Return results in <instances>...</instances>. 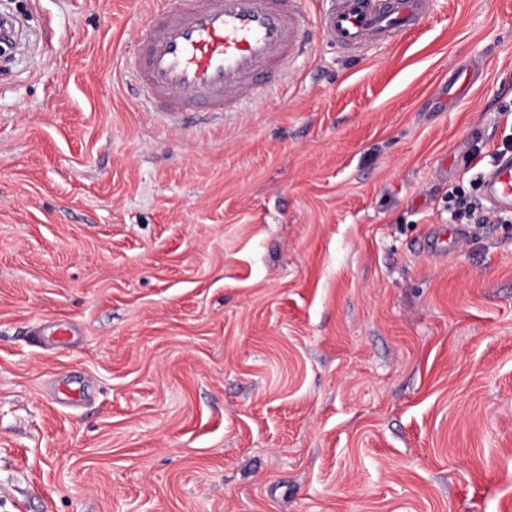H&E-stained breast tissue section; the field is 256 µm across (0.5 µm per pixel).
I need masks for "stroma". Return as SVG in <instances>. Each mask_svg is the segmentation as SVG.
Returning a JSON list of instances; mask_svg holds the SVG:
<instances>
[{"instance_id": "stroma-1", "label": "stroma", "mask_w": 512, "mask_h": 512, "mask_svg": "<svg viewBox=\"0 0 512 512\" xmlns=\"http://www.w3.org/2000/svg\"><path fill=\"white\" fill-rule=\"evenodd\" d=\"M159 5L0 0V512H512V0L177 125ZM486 200L492 210L512 207V155H501L485 180Z\"/></svg>"}]
</instances>
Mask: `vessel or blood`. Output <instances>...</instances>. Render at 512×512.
<instances>
[{"label":"vessel or blood","instance_id":"b4317fda","mask_svg":"<svg viewBox=\"0 0 512 512\" xmlns=\"http://www.w3.org/2000/svg\"><path fill=\"white\" fill-rule=\"evenodd\" d=\"M309 25L306 0H178L150 18L128 62L129 84L164 120L187 112H237L257 106L311 54L314 37L365 54L420 25L429 0H324ZM491 209L512 207V155H501L485 180Z\"/></svg>","mask_w":512,"mask_h":512}]
</instances>
